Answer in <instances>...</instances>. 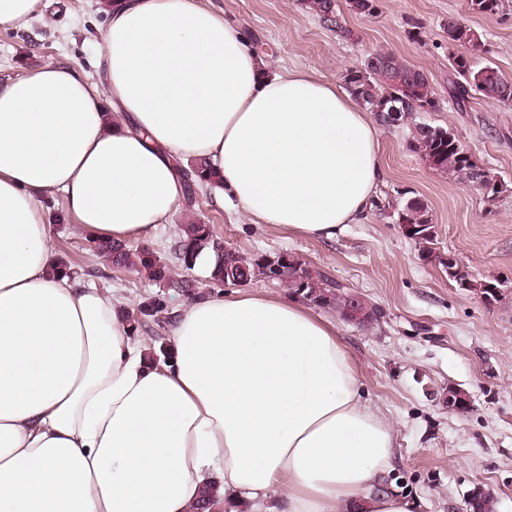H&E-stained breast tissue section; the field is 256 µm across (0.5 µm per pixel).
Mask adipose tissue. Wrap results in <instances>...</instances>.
Segmentation results:
<instances>
[{"instance_id":"adipose-tissue-1","label":"adipose tissue","mask_w":512,"mask_h":512,"mask_svg":"<svg viewBox=\"0 0 512 512\" xmlns=\"http://www.w3.org/2000/svg\"><path fill=\"white\" fill-rule=\"evenodd\" d=\"M101 58L0 85V512H196L204 491L280 512H412L380 491L393 455L323 315L278 295H201L153 361L124 298L58 266L42 200L92 240L173 223L174 163L211 202L332 240L386 177L379 126L336 82L280 72L202 0H125Z\"/></svg>"}]
</instances>
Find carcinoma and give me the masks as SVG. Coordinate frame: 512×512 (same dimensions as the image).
Listing matches in <instances>:
<instances>
[{"instance_id": "carcinoma-1", "label": "carcinoma", "mask_w": 512, "mask_h": 512, "mask_svg": "<svg viewBox=\"0 0 512 512\" xmlns=\"http://www.w3.org/2000/svg\"><path fill=\"white\" fill-rule=\"evenodd\" d=\"M314 11L320 22L342 37H351V30L344 27L338 0H304ZM348 9L359 15L373 16L378 12L379 0H346ZM448 35V45L468 49L466 53H453L449 59L448 97L458 109H463L469 99L478 94L499 105L512 107V80L504 77L491 63L480 64L475 55L481 51L480 35L462 20L450 17L443 24ZM343 79L354 99L367 111L373 113L380 123H385L384 114L395 106L398 108L397 125L408 124L413 128L409 146L418 157L434 171L450 179L466 181L474 170L481 169L471 155L466 153L456 136L450 131L432 126L420 120L423 112H436L440 108L437 94L428 75L421 69L407 63L399 56L385 51L368 54L361 66L354 67L343 74ZM176 172L185 185V210H191L195 204L197 192L204 183L215 180V173L209 165L197 161L184 168L176 164ZM379 214L388 218L398 217L405 224L419 227L412 240L418 245L421 254L434 256L435 230L428 205L422 200L401 198L387 204L373 200ZM219 239L213 234L210 225L189 222L182 226V238L178 246L177 259L192 269L196 266V250L206 244L216 257L209 282L222 286L230 275H238L247 283L256 276L269 278L268 267L258 259H247L230 249L217 248ZM95 250L104 256L116 268L140 266L146 270L155 282L170 279L171 271L167 263L161 261L148 249L137 252L124 242L97 241ZM448 280L460 287L474 289L482 295L496 297V290L502 284L496 280L473 281L464 267L455 265L446 268ZM289 291L300 299L328 308L341 316L348 305V296L352 288L333 280L321 272L309 277L304 287L288 286ZM167 308L166 301L158 296L151 297L136 307L126 311V320L132 333L143 330L149 323H158L157 315Z\"/></svg>"}]
</instances>
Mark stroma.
Wrapping results in <instances>:
<instances>
[{"instance_id":"35a3bbf8","label":"stroma","mask_w":512,"mask_h":512,"mask_svg":"<svg viewBox=\"0 0 512 512\" xmlns=\"http://www.w3.org/2000/svg\"><path fill=\"white\" fill-rule=\"evenodd\" d=\"M210 3L277 69L302 68L338 81L365 55L384 50L425 71L440 109L423 113V121L453 132L507 190L490 202L470 184L433 171L410 151L411 128L401 125L384 127L379 141L387 177L378 196L406 192L424 200L437 252L457 255L474 279L505 286L495 301L457 288L401 225L375 210L326 242L249 223L232 205L213 206L202 194L191 214L177 213L146 247L169 265L173 278L195 280L199 293H213L205 273L174 257L181 226L191 218L210 225L243 256L286 253L365 295L381 308L380 324L363 331L340 321L336 330L356 365L364 400L391 429L389 488L414 500L417 512H465L468 491L479 485L493 495L495 512H512V109L479 96L463 112L449 103L443 30L448 17L462 20L480 35L482 59L512 78V0L495 15L472 10L470 0H380L376 16L344 13L348 39L324 27L302 0ZM107 20L100 0H41L26 21L0 29V83L47 62L77 65L99 82ZM50 233L54 251L80 278L126 296L130 305L156 295L172 310L189 301L145 272L110 269L73 223H51ZM451 386L470 394L467 415L448 412L440 402Z\"/></svg>"}]
</instances>
